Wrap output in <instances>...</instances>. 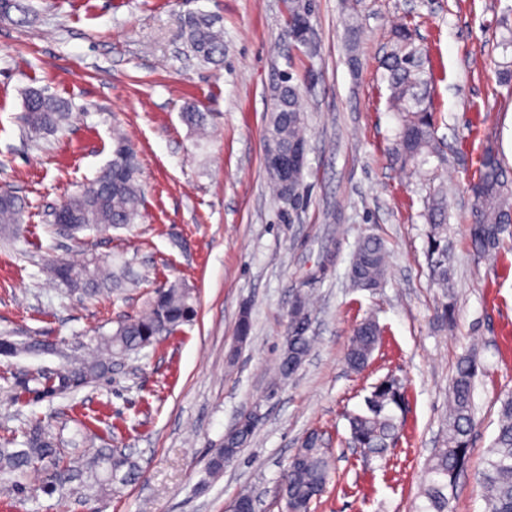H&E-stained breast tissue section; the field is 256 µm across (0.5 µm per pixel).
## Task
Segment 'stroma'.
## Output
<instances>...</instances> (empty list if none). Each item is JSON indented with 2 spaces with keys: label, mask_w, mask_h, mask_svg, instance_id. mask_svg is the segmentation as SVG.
<instances>
[{
  "label": "stroma",
  "mask_w": 512,
  "mask_h": 512,
  "mask_svg": "<svg viewBox=\"0 0 512 512\" xmlns=\"http://www.w3.org/2000/svg\"><path fill=\"white\" fill-rule=\"evenodd\" d=\"M27 23L0 16V187L26 204L20 241L0 242V335L59 344L58 355L0 356V439L39 422L61 433L64 466L84 468L98 448H120L135 481L95 493L78 479L65 495L40 486L0 489V512H228L242 487L257 512H283L282 472L302 438L329 441L331 479L310 512H412L424 464L442 440L448 384L458 357L476 351V427L452 512H484L480 474L497 431L499 399L512 392V240L488 257L471 250L466 190L481 157L494 154L512 176V64L501 38L512 0H315L313 49L279 56L283 0H30ZM205 13L224 35L219 64L190 58L179 18ZM409 25L434 69L431 84L445 143L453 328L438 323L444 291L426 260L428 226L417 179L390 166L384 150L396 120L380 61L393 31ZM357 48H350V40ZM304 84L307 168L291 206L272 196L263 129L277 75ZM42 87L71 102L52 134L24 126L25 93ZM207 115V138L181 119L186 104ZM135 143L142 220L85 242L51 233L54 207L110 159L112 131ZM388 248L382 288L353 287L357 241ZM332 250L326 278L309 286L314 346L297 372L274 383L288 311L308 269ZM96 255L147 275L137 288L88 297L51 284L50 258ZM178 281L194 314L173 336L112 361L104 379L46 397L25 380L81 359L97 333L141 314L156 286ZM249 312L252 331L238 343ZM383 329L369 365L350 370L344 353L356 325ZM395 374L406 386L402 436L385 456L349 446L347 412ZM257 411L255 435L222 476L207 463L240 416Z\"/></svg>",
  "instance_id": "35a3bbf8"
}]
</instances>
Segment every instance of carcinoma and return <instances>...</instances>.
<instances>
[{"instance_id": "cac0c4a2", "label": "carcinoma", "mask_w": 512, "mask_h": 512, "mask_svg": "<svg viewBox=\"0 0 512 512\" xmlns=\"http://www.w3.org/2000/svg\"><path fill=\"white\" fill-rule=\"evenodd\" d=\"M313 10L310 0H288V15L283 31V47L287 54L299 49L295 31L299 18ZM20 13V21L29 15L27 0H0V15ZM180 38L190 52L204 63H216L224 54V39L207 14L182 19ZM426 52L417 46L405 26L395 31L390 49L381 61L390 95L389 109L397 118V129L388 150L390 165L410 172L425 185L437 179V168L431 159H442L437 138V117L431 106L428 88L431 74L426 69ZM301 88L292 76L278 81L270 94V108L264 128V141L288 150L306 142L305 113L300 106ZM70 119L66 101L40 88L27 91L22 120L32 132H52ZM473 204L469 220V239L478 255L496 251L504 235L512 232V182L508 180L499 160L487 154L482 158L477 179L469 184ZM142 184L137 152L122 134L114 135L112 157L96 177L70 196L53 213L52 226L57 233L75 238L84 231L103 232L112 228L130 227L140 216ZM25 202L9 191H0V238L8 240L21 231ZM423 216L430 230L427 253L431 273L443 288H450L448 268V194L443 187L433 188L424 202ZM387 250L381 239L362 238L354 251L349 277L357 288L382 287L387 273ZM51 279L72 290L97 295L126 284L138 286L144 281L126 265L105 269L104 262L94 255L80 262L53 259L48 263ZM194 312L193 296L179 284L154 291L149 310L131 317L110 334L99 337L87 357L74 366L49 376L37 375L32 381L43 386L49 395L74 392L104 378L110 369L112 354L138 351L175 334ZM311 310L307 296L295 295L289 321L291 336L289 358L280 360L277 374L288 378L295 373L293 362L304 359L313 345L309 335ZM382 329L372 319L360 323L351 338L347 365L361 371L368 366L380 343ZM23 353L53 354L49 344L12 340L0 337V355ZM477 362L473 354L459 358L448 386V415L444 420L445 436L441 447L432 451L425 468V482L420 492L423 502L414 512H449L448 490L454 488L464 472L471 436L475 429L474 378ZM405 386L394 378L379 381L365 399V409L349 415L350 442L366 452L380 453L400 434L401 424L396 411L403 408ZM255 427L244 424L224 438V446L216 449L209 461L212 474L219 475L224 466L237 458L251 442ZM43 462L60 463L57 435L48 428L36 426L25 435L21 447L0 445V485L15 492L25 489L28 470ZM88 488L100 492L110 485H124L135 480L132 461L105 449L95 452L87 463ZM327 448L321 435L311 432L283 472L285 508L293 512H310L330 482ZM486 502L485 512H512V393L500 398L498 431L488 450L486 468L481 476Z\"/></svg>"}]
</instances>
